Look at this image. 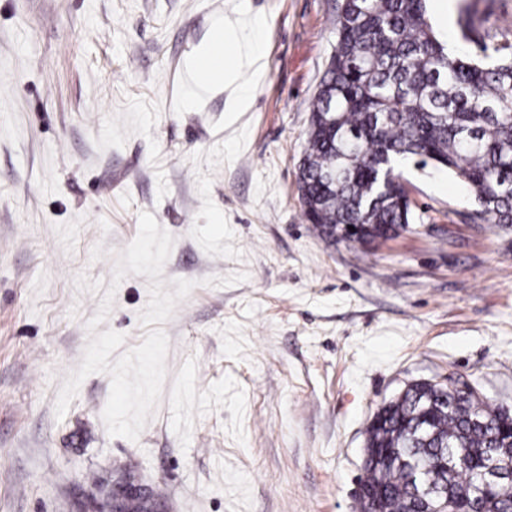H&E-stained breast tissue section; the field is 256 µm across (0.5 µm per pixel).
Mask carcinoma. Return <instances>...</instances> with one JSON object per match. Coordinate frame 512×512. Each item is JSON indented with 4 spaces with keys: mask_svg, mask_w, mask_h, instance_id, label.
<instances>
[{
    "mask_svg": "<svg viewBox=\"0 0 512 512\" xmlns=\"http://www.w3.org/2000/svg\"><path fill=\"white\" fill-rule=\"evenodd\" d=\"M486 23L465 10L479 53L450 59L426 0H342L298 167L317 236L369 244L406 229L408 158L471 188L467 219L512 224V27ZM366 444L358 512H512V416L479 395L415 382L379 408Z\"/></svg>",
    "mask_w": 512,
    "mask_h": 512,
    "instance_id": "cac0c4a2",
    "label": "carcinoma"
}]
</instances>
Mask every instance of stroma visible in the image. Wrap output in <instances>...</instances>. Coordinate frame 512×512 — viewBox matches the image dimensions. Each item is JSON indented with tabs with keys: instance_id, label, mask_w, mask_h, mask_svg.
Masks as SVG:
<instances>
[{
	"instance_id": "obj_1",
	"label": "stroma",
	"mask_w": 512,
	"mask_h": 512,
	"mask_svg": "<svg viewBox=\"0 0 512 512\" xmlns=\"http://www.w3.org/2000/svg\"><path fill=\"white\" fill-rule=\"evenodd\" d=\"M341 2L0 0V512L128 473L163 512H355L409 382L512 414V226L411 162L400 236L305 219ZM251 18L258 69L198 90L211 30Z\"/></svg>"
}]
</instances>
